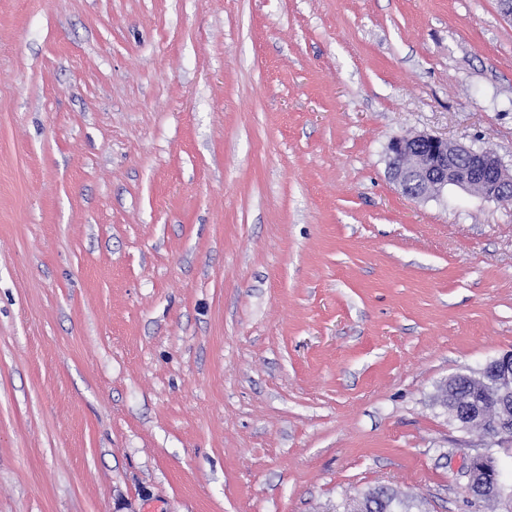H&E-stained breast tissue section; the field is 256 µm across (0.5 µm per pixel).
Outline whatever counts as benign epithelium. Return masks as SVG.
Returning <instances> with one entry per match:
<instances>
[{
    "mask_svg": "<svg viewBox=\"0 0 512 512\" xmlns=\"http://www.w3.org/2000/svg\"><path fill=\"white\" fill-rule=\"evenodd\" d=\"M388 150L391 178L407 194L439 195L452 185L488 200L512 202V172L489 152L427 133L396 138ZM484 370L500 388L503 403H508L512 398V353L492 360ZM466 473L468 484L480 478L482 488L504 494L502 474L492 455L469 458Z\"/></svg>",
    "mask_w": 512,
    "mask_h": 512,
    "instance_id": "benign-epithelium-1",
    "label": "benign epithelium"
}]
</instances>
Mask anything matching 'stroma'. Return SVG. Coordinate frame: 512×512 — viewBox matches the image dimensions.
Masks as SVG:
<instances>
[{
  "instance_id": "obj_1",
  "label": "stroma",
  "mask_w": 512,
  "mask_h": 512,
  "mask_svg": "<svg viewBox=\"0 0 512 512\" xmlns=\"http://www.w3.org/2000/svg\"><path fill=\"white\" fill-rule=\"evenodd\" d=\"M498 0H0V512H492L440 385L512 351ZM388 150L391 178L407 194L440 195L452 185L488 200L512 202V172L489 152L427 133L396 138ZM362 502L366 512H408V505L400 494L389 488H378L366 493Z\"/></svg>"
}]
</instances>
